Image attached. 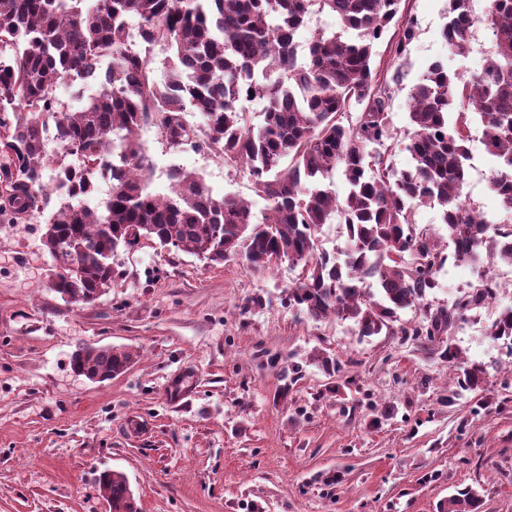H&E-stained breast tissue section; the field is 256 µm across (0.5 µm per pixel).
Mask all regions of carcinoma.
Wrapping results in <instances>:
<instances>
[{
	"mask_svg": "<svg viewBox=\"0 0 512 512\" xmlns=\"http://www.w3.org/2000/svg\"><path fill=\"white\" fill-rule=\"evenodd\" d=\"M401 0H0V215L45 217V250L53 264L50 288L77 306L91 304L112 284V257L143 239L210 263L235 261L262 274L286 262L301 268L289 304L319 321H350L361 336L393 332L401 310L423 302L448 261L482 269L446 309L426 311L404 336H449L464 313L496 295L491 273L512 266V224L494 225L463 199L470 124L477 119L497 160L489 187L512 212V0H489L483 22L492 51L468 79L430 64L412 89L413 130L406 149L412 168L395 170L389 156L398 84L416 25L399 14ZM314 10L336 15L354 36L315 35L299 57L294 35ZM477 18L472 0H448L442 37L467 50ZM391 78L373 69V54L390 26ZM139 33L150 46L174 51L165 81L151 59L132 51ZM67 79L101 87L77 110L55 87ZM267 102L262 124L248 125L246 103ZM360 107L352 115L353 107ZM206 118L189 124L187 108ZM157 129L166 148L204 151L224 166L248 172L251 191L266 202L257 218L249 201L216 196L198 174L167 173L170 193L153 192L155 167L138 133ZM60 150H46L49 139ZM56 175L57 201L43 185ZM339 169L349 186L340 199L325 185ZM112 174L107 197L90 206L99 177ZM436 205L448 227V248L418 227L415 208ZM338 220L348 243L343 261L321 249L325 225ZM512 340V306L492 326ZM133 360L119 348L86 346L72 366L105 378ZM479 365L464 368L458 386L484 382ZM98 483L112 512H138L124 474L105 471ZM480 495L465 489L441 512H479Z\"/></svg>",
	"mask_w": 512,
	"mask_h": 512,
	"instance_id": "obj_1",
	"label": "carcinoma"
}]
</instances>
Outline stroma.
I'll list each match as a JSON object with an SVG mask.
<instances>
[{
	"label": "stroma",
	"instance_id": "1",
	"mask_svg": "<svg viewBox=\"0 0 512 512\" xmlns=\"http://www.w3.org/2000/svg\"><path fill=\"white\" fill-rule=\"evenodd\" d=\"M447 4L402 3L417 36L391 104L398 170L412 165L408 102L429 64L466 79L492 49L480 24L466 53H452L441 36ZM470 128L463 197L510 221L489 189L497 160L479 123ZM139 137L156 192L168 193L175 163L263 214L245 171L171 153L152 127ZM44 231L35 218L0 223V512H105V470L126 476L140 512H438L467 487L482 512H512V345L491 335L512 305L511 266H493L497 296L455 328L450 361L423 337H361L351 322L309 319L288 302L299 278L288 263L257 275L147 240L118 250L99 300L68 304L49 286ZM476 278L471 266L445 264L427 308L447 306ZM83 346L123 348L133 361L93 383L71 367ZM270 354L299 366L290 390L265 367ZM322 354L340 361L341 375H328ZM471 364L486 381L460 391ZM176 374L187 391L173 400Z\"/></svg>",
	"mask_w": 512,
	"mask_h": 512
}]
</instances>
